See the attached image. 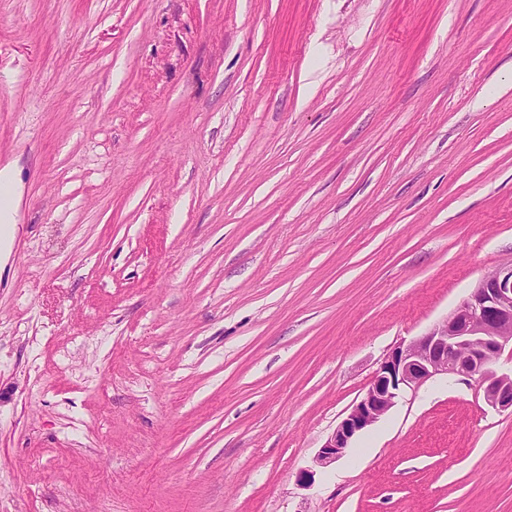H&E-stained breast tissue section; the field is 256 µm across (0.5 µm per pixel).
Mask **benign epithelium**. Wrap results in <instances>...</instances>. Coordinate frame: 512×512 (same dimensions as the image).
Instances as JSON below:
<instances>
[{
  "label": "benign epithelium",
  "instance_id": "benign-epithelium-1",
  "mask_svg": "<svg viewBox=\"0 0 512 512\" xmlns=\"http://www.w3.org/2000/svg\"><path fill=\"white\" fill-rule=\"evenodd\" d=\"M512 346V262L481 277L469 296L426 333L394 345L383 357L363 395L326 438L301 479L345 456L356 436L381 420L405 392L446 377L474 385L485 403L512 410V373L495 365Z\"/></svg>",
  "mask_w": 512,
  "mask_h": 512
}]
</instances>
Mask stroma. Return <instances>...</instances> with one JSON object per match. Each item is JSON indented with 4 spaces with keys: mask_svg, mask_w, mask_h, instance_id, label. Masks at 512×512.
I'll return each mask as SVG.
<instances>
[{
    "mask_svg": "<svg viewBox=\"0 0 512 512\" xmlns=\"http://www.w3.org/2000/svg\"><path fill=\"white\" fill-rule=\"evenodd\" d=\"M0 512H512L437 378L300 475L512 261V0H0ZM4 196V202L1 196ZM18 206L17 188L9 166L0 169V270L1 254L8 257L16 232L15 213Z\"/></svg>",
    "mask_w": 512,
    "mask_h": 512,
    "instance_id": "1",
    "label": "stroma"
}]
</instances>
